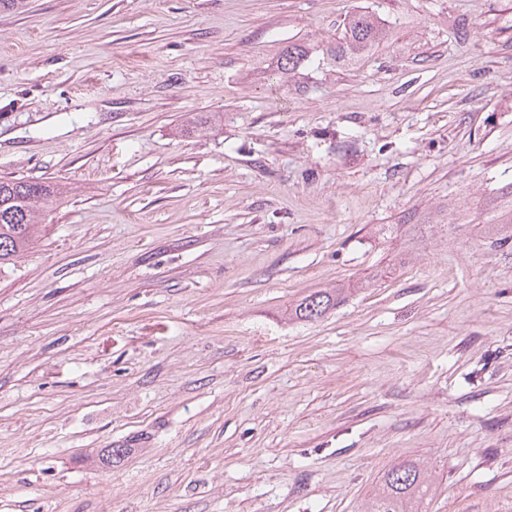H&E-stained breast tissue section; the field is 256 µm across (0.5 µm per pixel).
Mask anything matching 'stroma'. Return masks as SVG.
Listing matches in <instances>:
<instances>
[{
    "instance_id": "obj_1",
    "label": "stroma",
    "mask_w": 512,
    "mask_h": 512,
    "mask_svg": "<svg viewBox=\"0 0 512 512\" xmlns=\"http://www.w3.org/2000/svg\"><path fill=\"white\" fill-rule=\"evenodd\" d=\"M0 177L69 188L0 276V512H364L411 460L512 512V0H26ZM387 32L373 14L354 13L348 17L336 46L330 49L331 56L342 61L368 56L386 38ZM310 61H312V58L308 49L299 44H288L280 53L278 71L282 75H288ZM342 289L336 291L317 290L304 296L291 309L293 319L315 321L322 318L328 311L336 308L341 301Z\"/></svg>"
}]
</instances>
